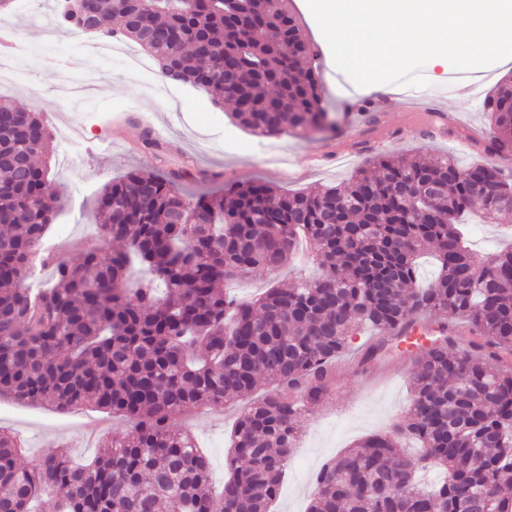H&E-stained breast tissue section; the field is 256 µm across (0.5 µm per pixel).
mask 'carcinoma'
Wrapping results in <instances>:
<instances>
[{"mask_svg":"<svg viewBox=\"0 0 512 512\" xmlns=\"http://www.w3.org/2000/svg\"><path fill=\"white\" fill-rule=\"evenodd\" d=\"M114 17L152 61L176 59L256 134L308 140L329 124L314 45L288 0H95L106 40ZM1 112L16 116L0 127V398L89 405L133 426L89 465L52 452L29 469L0 429V512H271L297 421L326 400L336 361H377L435 310L468 326L469 348L450 350L455 333L440 324V338L409 354V417L323 464L308 512H479V500L512 512V249L478 262L461 225L512 212L502 170L493 181L486 161L378 154L320 192L238 182L193 198L181 169L130 170L98 198L101 244L71 265L43 247L58 192L35 159L50 157L52 133L21 104L0 99ZM482 112L486 153L511 149V81ZM114 238L125 247L102 258ZM301 239L316 278L253 300L224 293L230 279L287 264ZM430 251L439 272L422 288L417 257ZM45 268L51 278L33 287ZM366 326L378 337L352 349ZM258 391L234 422L216 497L194 437L171 420ZM402 437L425 454L403 455ZM431 467L446 478L428 490Z\"/></svg>","mask_w":512,"mask_h":512,"instance_id":"carcinoma-1","label":"carcinoma"}]
</instances>
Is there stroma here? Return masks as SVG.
<instances>
[{"label":"stroma","mask_w":512,"mask_h":512,"mask_svg":"<svg viewBox=\"0 0 512 512\" xmlns=\"http://www.w3.org/2000/svg\"><path fill=\"white\" fill-rule=\"evenodd\" d=\"M14 21L27 51L13 55L11 71L0 73V98L43 113L53 135L67 133L76 140L71 152L55 147L49 167L62 193L57 223L65 228L55 239L61 259L72 264L80 259V244L98 236L102 217L95 200L108 181L133 169L167 166L186 169L183 188L190 193L204 191L200 181L204 172L237 181L259 178L280 192L326 189L348 178L369 157L365 151H345L344 135L350 125L342 107L345 96L360 94L376 107L395 90L391 84L357 88L329 54H322L326 105L336 120L335 129L315 134L310 141L286 134L267 137L239 125L231 104L214 105L202 89L189 86L177 98L162 97L157 92L158 77L142 78L117 59L84 62L86 37H46L40 24L20 13ZM426 90L441 95L449 115L458 118L452 137H424L421 113L398 108L384 119L385 127L401 132L388 153L449 154L464 167L485 160L483 136L489 126L479 100L455 94L444 80L429 82ZM148 130L163 143V156L144 147ZM473 131L478 134L474 144L460 146V139ZM317 151L322 152V160L311 162ZM469 243L480 261L507 248L512 244V212L495 224L470 225ZM313 273L310 264L299 260L274 275L255 270L228 288L247 300L270 285L284 286ZM412 369L400 345L392 346L383 365L369 373L358 372L349 359L338 361L330 396L298 423L299 441L281 479L275 512H307L314 494L313 475L324 462L407 415ZM242 408V402L235 401L222 410L197 409L173 419L176 428L190 432L203 448L212 489H221L224 483L230 429ZM0 426L22 439L19 462L28 468L58 450L67 451L75 461H90L106 442L130 428L127 420L91 407L59 412L7 400L0 401Z\"/></svg>","instance_id":"1"}]
</instances>
